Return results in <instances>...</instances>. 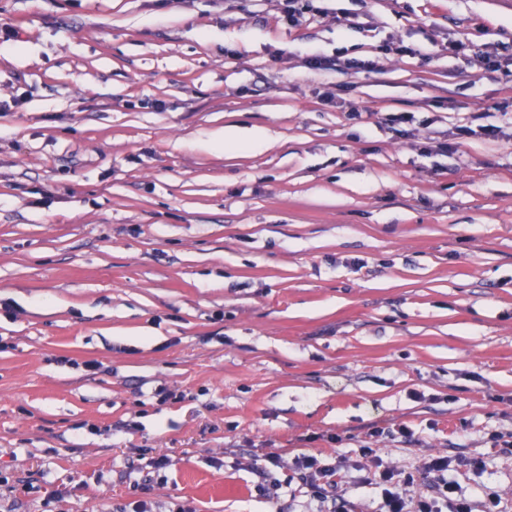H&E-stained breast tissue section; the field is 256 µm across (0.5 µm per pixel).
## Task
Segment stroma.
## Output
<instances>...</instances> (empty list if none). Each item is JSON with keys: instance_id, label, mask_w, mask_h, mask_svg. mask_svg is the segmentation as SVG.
<instances>
[{"instance_id": "1", "label": "stroma", "mask_w": 512, "mask_h": 512, "mask_svg": "<svg viewBox=\"0 0 512 512\" xmlns=\"http://www.w3.org/2000/svg\"><path fill=\"white\" fill-rule=\"evenodd\" d=\"M315 5L0 0V512H118L141 448L152 512H318L250 469L312 449L376 512L351 463L396 424L383 463L482 459L512 512V0ZM463 125L498 134L436 149ZM277 10L282 20L289 26L296 27L306 19L307 14L315 15L317 7L312 0H277ZM265 136L262 131L254 130L250 133H243L234 126L224 127L222 132L215 134L211 142L224 144V146L257 147L265 143ZM281 461L274 453L265 455V463L260 467H253L254 474L259 481L256 486L257 490L264 496L270 497L271 494H277V490L283 487V484H291L293 476H289L285 480L276 477L278 469H281Z\"/></svg>"}]
</instances>
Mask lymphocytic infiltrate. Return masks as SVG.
Instances as JSON below:
<instances>
[{
    "label": "lymphocytic infiltrate",
    "instance_id": "f902f5d3",
    "mask_svg": "<svg viewBox=\"0 0 512 512\" xmlns=\"http://www.w3.org/2000/svg\"><path fill=\"white\" fill-rule=\"evenodd\" d=\"M382 436L404 443L416 440L414 430L403 424L375 426L367 432V441L358 453L373 464V477L382 489L377 512H501L499 490L483 487L477 499L461 492L458 480L461 470H480V461L438 453L424 457L414 469L401 470L383 465L371 448V440ZM291 469L314 500L329 503L328 512H353L351 502L336 494L339 463L324 461L315 453H304L295 457Z\"/></svg>",
    "mask_w": 512,
    "mask_h": 512
}]
</instances>
